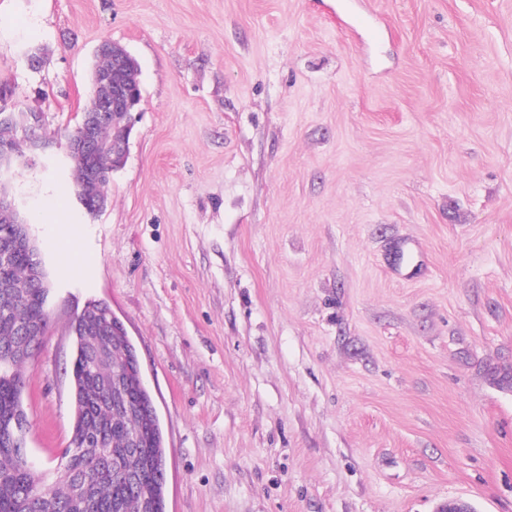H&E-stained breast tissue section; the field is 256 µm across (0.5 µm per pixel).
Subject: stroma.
<instances>
[{
    "label": "stroma",
    "mask_w": 512,
    "mask_h": 512,
    "mask_svg": "<svg viewBox=\"0 0 512 512\" xmlns=\"http://www.w3.org/2000/svg\"><path fill=\"white\" fill-rule=\"evenodd\" d=\"M105 40L140 66L127 158L104 211L38 221ZM0 83L45 144L0 179L50 284L36 469L96 300L156 403L167 512H512V0H0ZM400 240L420 276L387 271Z\"/></svg>",
    "instance_id": "35a3bbf8"
}]
</instances>
